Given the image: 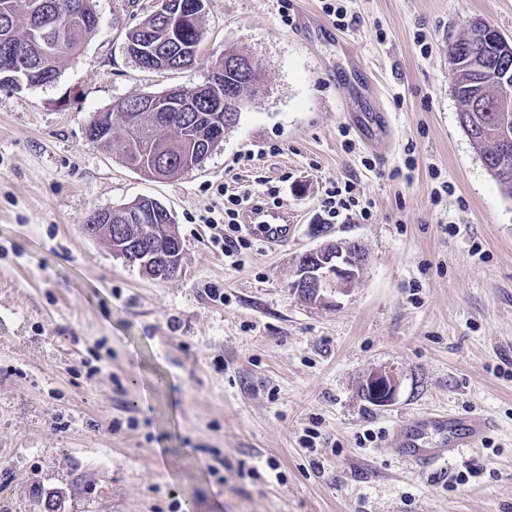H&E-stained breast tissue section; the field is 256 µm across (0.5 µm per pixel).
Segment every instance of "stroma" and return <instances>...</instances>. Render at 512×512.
Returning <instances> with one entry per match:
<instances>
[{
	"label": "stroma",
	"mask_w": 512,
	"mask_h": 512,
	"mask_svg": "<svg viewBox=\"0 0 512 512\" xmlns=\"http://www.w3.org/2000/svg\"><path fill=\"white\" fill-rule=\"evenodd\" d=\"M157 0H93L99 27L56 81L0 89V512H512V199L458 122L448 48L474 19L512 39V0H207L194 66L138 68ZM307 12L335 40L304 37ZM262 87L203 164L170 179L91 141L94 113L204 84L225 53ZM368 66L351 74L353 57ZM386 111L388 157L357 120ZM352 184L367 218L327 213ZM288 206L287 244L210 240L226 191ZM171 210L177 275L88 237L101 208ZM365 253L335 305L292 288L329 241ZM397 381L377 407L363 379ZM480 410L483 444L419 471L391 433Z\"/></svg>",
	"instance_id": "35a3bbf8"
}]
</instances>
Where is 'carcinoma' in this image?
Listing matches in <instances>:
<instances>
[{"mask_svg": "<svg viewBox=\"0 0 512 512\" xmlns=\"http://www.w3.org/2000/svg\"><path fill=\"white\" fill-rule=\"evenodd\" d=\"M0 0V66L18 67L27 73L34 85L53 82L61 61L77 53L84 41L97 29L98 18L91 0ZM43 3L46 12L67 21V43L59 51L48 53L38 43L29 41L30 31L40 22L35 5ZM179 0H158L156 9L127 35L126 45L151 57L162 71L184 70L196 61L204 40L201 19L185 24L180 30L170 29L162 11ZM470 34H465L448 48L455 56L454 91L462 104L459 115L469 126L470 141L479 147L487 170L512 198V158L501 164L498 143L488 134L500 122L503 114L495 111V98L500 89L492 76L512 78V50L506 51L501 39L487 36L478 45L469 46ZM249 79L240 72L225 73L224 86L230 96H240ZM126 104L118 112L107 113L108 120L96 125L89 138L104 146L112 143L113 118L118 117L126 133L123 159L125 163L149 177H170L201 165L196 144L203 127H215V133L228 129V112H211L209 104L189 89L183 92L182 108L168 113L170 120L162 123L160 112H146ZM97 239L107 242L116 256L132 248L161 254L167 244L178 239L173 214L160 203L143 198L112 210V235L100 234Z\"/></svg>", "mask_w": 512, "mask_h": 512, "instance_id": "carcinoma-1", "label": "carcinoma"}]
</instances>
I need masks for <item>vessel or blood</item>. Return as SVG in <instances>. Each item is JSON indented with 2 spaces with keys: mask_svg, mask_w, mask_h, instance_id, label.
Instances as JSON below:
<instances>
[{
  "mask_svg": "<svg viewBox=\"0 0 512 512\" xmlns=\"http://www.w3.org/2000/svg\"><path fill=\"white\" fill-rule=\"evenodd\" d=\"M242 224L249 234L273 246L287 243L295 228L287 208H272L257 201L244 207ZM492 427L490 418L479 411L440 410L396 427L392 441L403 457L428 471L440 468L463 449L479 447Z\"/></svg>",
  "mask_w": 512,
  "mask_h": 512,
  "instance_id": "vessel-or-blood-1",
  "label": "vessel or blood"
}]
</instances>
